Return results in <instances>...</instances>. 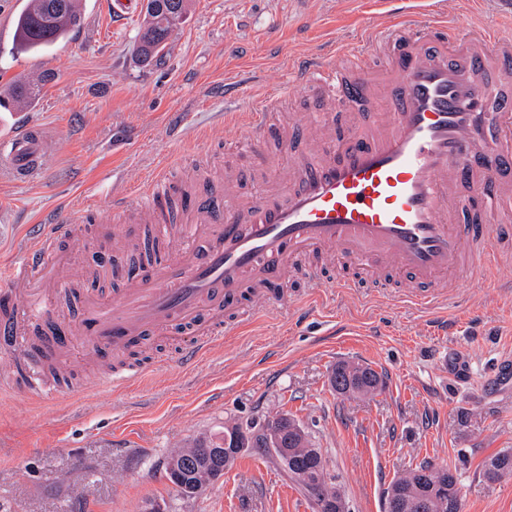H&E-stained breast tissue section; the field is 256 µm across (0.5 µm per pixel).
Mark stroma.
Segmentation results:
<instances>
[{"label": "stroma", "mask_w": 512, "mask_h": 512, "mask_svg": "<svg viewBox=\"0 0 512 512\" xmlns=\"http://www.w3.org/2000/svg\"><path fill=\"white\" fill-rule=\"evenodd\" d=\"M458 21L512 34L503 0H437ZM26 0H0V93L16 77L52 73L32 108L0 110V136L31 123L54 149L38 180L0 181V262L64 208L81 224L112 221L115 198L159 169L214 166L245 134L224 80L247 69L259 92L285 82L289 57L326 43H354L367 22L389 16L356 0H190L161 60L135 53L144 8L114 16L107 0H80L81 28L40 55L18 53L14 17ZM341 258L321 287L289 280L283 296L238 307L251 316L197 366L177 343L139 362L144 380L125 392L106 384L109 366L86 351L71 362L67 393L52 400L11 390L10 355L0 350V512H315L313 502L264 448L247 449L196 498L167 480L171 451L225 425L287 412L328 460L350 512H384V491L409 468H458L463 512H512V476L484 479V461L512 453V258L452 283L442 312L453 335L435 334L401 288H340ZM478 320H469L467 311ZM340 361L379 372L384 389L340 396L328 377Z\"/></svg>", "instance_id": "stroma-1"}]
</instances>
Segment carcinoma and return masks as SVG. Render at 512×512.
I'll list each match as a JSON object with an SVG mask.
<instances>
[{
  "label": "carcinoma",
  "mask_w": 512,
  "mask_h": 512,
  "mask_svg": "<svg viewBox=\"0 0 512 512\" xmlns=\"http://www.w3.org/2000/svg\"><path fill=\"white\" fill-rule=\"evenodd\" d=\"M187 15V0H147L144 22L139 34L137 54L144 62L162 57L171 33ZM82 14L78 0H28L26 7L15 18L17 48L27 54H37L50 45L63 41L80 27ZM41 87L23 78H17L7 95H0V108L8 110L15 104L31 105L40 96ZM330 380L333 391L339 385L350 387L351 394H373L380 389L381 377L367 367L360 373H352L349 364L340 363L333 369ZM264 422L281 424L283 443L292 449V458L299 471L309 476V481L297 484L313 501L316 509L336 496V486L329 476L324 455L300 444L296 434L283 423V414L265 417ZM224 438L211 436L197 438L192 445L171 454L168 461L175 467L167 471L169 480L177 491L186 497L196 488L205 474L224 475V458L216 454ZM512 474V453L496 454L485 461L483 476L495 482ZM448 488V508L462 512L460 474L457 470L433 462H424L406 475L394 480L389 489L396 492V512H435L431 507L433 496L442 487Z\"/></svg>",
  "instance_id": "obj_1"
}]
</instances>
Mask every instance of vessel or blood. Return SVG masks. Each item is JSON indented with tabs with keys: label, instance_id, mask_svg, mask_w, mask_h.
Segmentation results:
<instances>
[{
	"label": "vessel or blood",
	"instance_id": "obj_1",
	"mask_svg": "<svg viewBox=\"0 0 512 512\" xmlns=\"http://www.w3.org/2000/svg\"><path fill=\"white\" fill-rule=\"evenodd\" d=\"M387 4L396 23L364 30L348 48L358 55L381 44L382 63L338 67L337 46L289 63L320 104L317 120L284 125L282 91L256 97L238 85L230 118L249 135L246 166L220 180L196 175L187 203L164 171L115 199L117 223L97 226L101 240L149 234L178 244L122 265L111 301L89 284L77 322L55 314L66 269L60 244L78 230L71 210L0 265V347L17 354L14 388L64 392L42 367L67 364L77 342L106 360L175 332L195 364L238 334L242 320L224 311L246 291L265 296L292 274L316 282L317 269L301 264L310 255L343 257L351 271L343 288L363 279L388 288L404 277L408 300L429 312L446 301L448 277L481 274L501 258L512 244V38L460 29L432 0ZM0 152L8 160L0 176L27 183L43 172L47 142L28 124L1 140Z\"/></svg>",
	"mask_w": 512,
	"mask_h": 512
}]
</instances>
